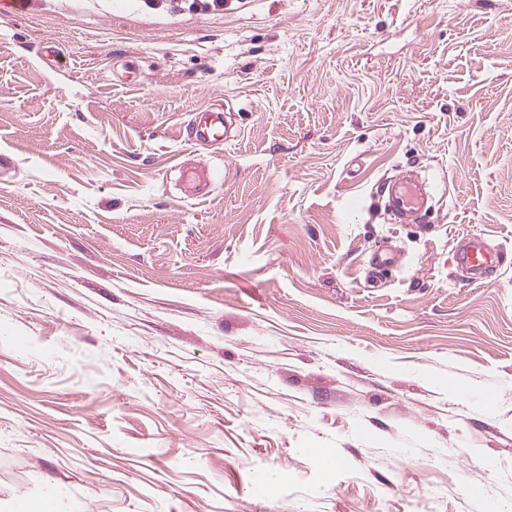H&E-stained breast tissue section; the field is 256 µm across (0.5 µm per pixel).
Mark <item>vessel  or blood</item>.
Instances as JSON below:
<instances>
[{
	"mask_svg": "<svg viewBox=\"0 0 512 512\" xmlns=\"http://www.w3.org/2000/svg\"><path fill=\"white\" fill-rule=\"evenodd\" d=\"M227 117L226 107L215 104L204 107L190 126L189 140L198 143H227ZM380 193L384 210L395 224L422 223L432 208V197L426 189V181L413 170L389 178L382 185ZM501 260V255L495 253L489 242L481 237L463 239L455 252L456 263L478 281L487 279ZM401 265V253L392 247L378 249L371 257V268L376 273L396 269Z\"/></svg>",
	"mask_w": 512,
	"mask_h": 512,
	"instance_id": "obj_1",
	"label": "vessel or blood"
}]
</instances>
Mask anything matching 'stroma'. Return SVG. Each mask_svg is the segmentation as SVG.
I'll use <instances>...</instances> for the list:
<instances>
[{"instance_id": "obj_1", "label": "stroma", "mask_w": 512, "mask_h": 512, "mask_svg": "<svg viewBox=\"0 0 512 512\" xmlns=\"http://www.w3.org/2000/svg\"><path fill=\"white\" fill-rule=\"evenodd\" d=\"M217 101L232 140L189 143ZM404 169L424 223L377 202ZM51 480L81 512H512V0L0 15V500ZM502 257L483 237H468L457 246L455 261L465 268L473 280H485L501 262ZM402 266V255L399 250L389 247L381 248L372 253L371 268L375 273H382Z\"/></svg>"}]
</instances>
